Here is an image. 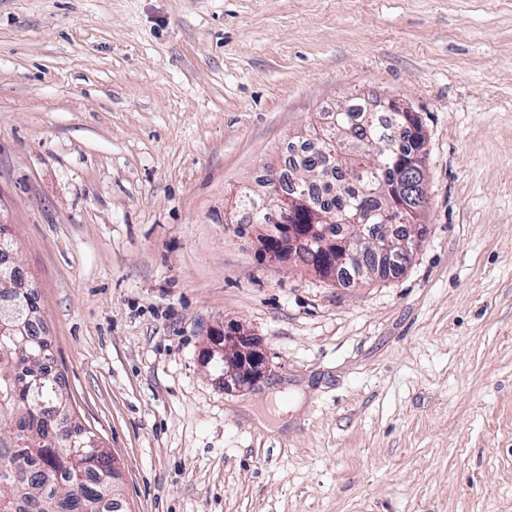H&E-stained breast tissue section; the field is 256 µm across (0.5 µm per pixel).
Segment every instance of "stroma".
I'll return each instance as SVG.
<instances>
[{
	"label": "stroma",
	"instance_id": "stroma-1",
	"mask_svg": "<svg viewBox=\"0 0 512 512\" xmlns=\"http://www.w3.org/2000/svg\"><path fill=\"white\" fill-rule=\"evenodd\" d=\"M355 93L421 118L427 234L335 285L232 218ZM0 222L126 512H512V0H0ZM222 366L219 380L226 392H241L253 388L266 374L268 361L257 337L244 329L224 333L215 348L205 359V364ZM224 367V368H223Z\"/></svg>",
	"mask_w": 512,
	"mask_h": 512
}]
</instances>
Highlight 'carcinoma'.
<instances>
[{
    "label": "carcinoma",
    "instance_id": "carcinoma-1",
    "mask_svg": "<svg viewBox=\"0 0 512 512\" xmlns=\"http://www.w3.org/2000/svg\"><path fill=\"white\" fill-rule=\"evenodd\" d=\"M321 133V141L305 139L308 151L288 177L269 169L262 184L291 181L298 174L311 177L294 194L290 224L331 223L340 259L344 234L363 232L381 240L393 228L381 214L393 209L395 200L380 187L398 182L400 169L423 142L404 120L368 109L359 97L336 111L334 124ZM252 198V191L243 192L236 223L258 221L248 214ZM356 212L368 217L367 223L345 222ZM297 257L314 270L325 262L312 244L301 247ZM3 300L0 310L25 323L30 341L0 332V512H115L112 480L104 478L112 473V456L88 431L62 429L56 422L59 416L69 418L70 409L52 374L51 343L39 328L37 292L20 286Z\"/></svg>",
    "mask_w": 512,
    "mask_h": 512
}]
</instances>
